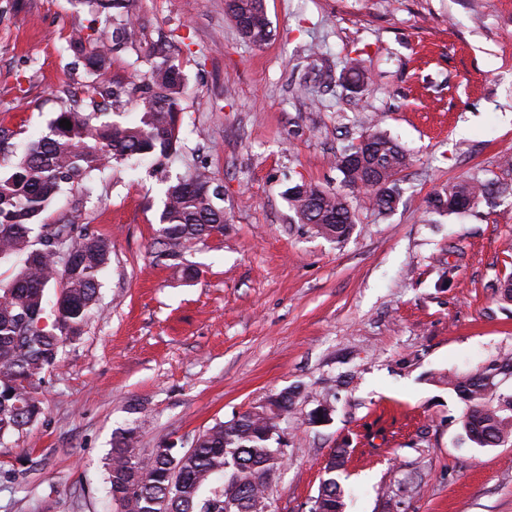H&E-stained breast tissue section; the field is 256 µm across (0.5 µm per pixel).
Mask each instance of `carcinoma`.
<instances>
[{"label": "carcinoma", "instance_id": "cac0c4a2", "mask_svg": "<svg viewBox=\"0 0 512 512\" xmlns=\"http://www.w3.org/2000/svg\"><path fill=\"white\" fill-rule=\"evenodd\" d=\"M93 11L117 21L111 41L78 36L69 49L84 58L96 81L81 90L82 98L57 113L45 136L19 155L0 143V264L13 276L0 281V443L32 427L43 415L39 389L59 363L67 341L79 339L88 325L100 288L99 275L109 262L112 240L78 231L76 216L43 224L41 215L66 189L83 188L102 169L129 158L165 159L176 152L182 124L181 102L187 85L179 66L160 46L146 59L147 68L134 81L106 78L110 53L134 42L131 0H84ZM227 13L241 35L256 46L271 35L270 20L260 0H225ZM341 79L362 93L367 77L353 60ZM131 108L127 119L123 108ZM117 112H112V109ZM67 119L71 128L60 126ZM361 137L370 139L379 157L348 165L359 152L353 144L336 159L347 189L365 195L378 211L391 210L398 198L399 175L412 164L410 155L371 123ZM505 187L471 177L434 199L438 210L459 213ZM221 186L203 168L169 185L158 229L159 244L169 256L224 235V209L217 206ZM291 208L300 224L344 239L354 223L348 194L311 183L292 188ZM69 260L60 264L58 244ZM55 288L54 300L48 288ZM51 311L52 324L44 323ZM512 373V358L492 359L466 376L441 377L465 405L464 438L477 448L512 440V392L499 389L495 378ZM295 404L294 392L283 389L258 406L218 422L193 439L190 448H155L147 458L135 452V431L113 442L106 463V496L117 512H225L224 502H237L234 512H266V477L283 463L278 420ZM348 449H336L310 512H344V492L333 474L344 469Z\"/></svg>", "mask_w": 512, "mask_h": 512}]
</instances>
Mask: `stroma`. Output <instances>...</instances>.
Here are the masks:
<instances>
[{"label":"stroma","instance_id":"obj_1","mask_svg":"<svg viewBox=\"0 0 512 512\" xmlns=\"http://www.w3.org/2000/svg\"><path fill=\"white\" fill-rule=\"evenodd\" d=\"M272 37L246 41L224 0H134L137 38L109 75L166 46L189 92L180 156L133 159L64 193L112 240L84 335L41 388L44 414L0 444V512H112L114 438L189 448L285 388L287 462L274 512H309L335 449L345 512H512V442L460 440L463 405L440 383L512 357V197L450 215L429 201L479 176L512 184V0H265ZM81 0H0V136L23 150L93 76L68 51L99 37ZM361 59L363 95L337 78ZM413 156L392 212L356 206L344 240L295 224L287 190L342 186L334 157L369 118ZM224 187V235L177 257L157 242L165 191L187 164ZM193 268L195 277L184 274ZM331 420L308 424L323 399Z\"/></svg>","mask_w":512,"mask_h":512}]
</instances>
